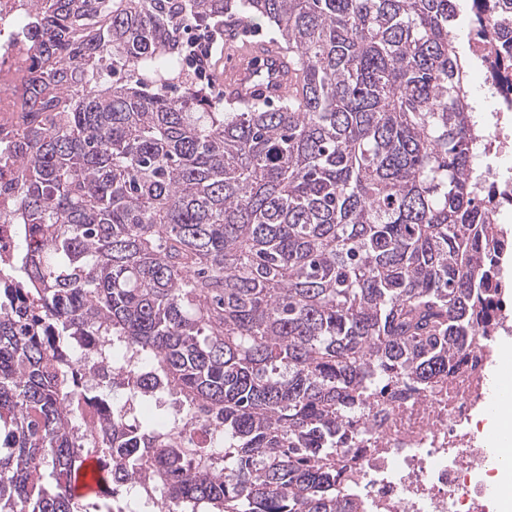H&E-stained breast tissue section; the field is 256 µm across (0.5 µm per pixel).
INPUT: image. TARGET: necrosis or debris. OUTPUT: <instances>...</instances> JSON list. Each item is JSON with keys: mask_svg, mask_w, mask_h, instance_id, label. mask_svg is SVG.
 Segmentation results:
<instances>
[{"mask_svg": "<svg viewBox=\"0 0 512 512\" xmlns=\"http://www.w3.org/2000/svg\"><path fill=\"white\" fill-rule=\"evenodd\" d=\"M37 0H0V266L22 245V227L3 206L16 195L24 34ZM468 46L478 61L475 86L489 102L483 117L484 203L494 223L512 222V0H470ZM491 343L466 355L453 379L433 393L390 404L374 424H354L352 479L365 512H495L504 490L483 436L482 408L493 403Z\"/></svg>", "mask_w": 512, "mask_h": 512, "instance_id": "1", "label": "necrosis or debris"}]
</instances>
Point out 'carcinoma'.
I'll list each match as a JSON object with an SVG mask.
<instances>
[{
	"instance_id": "carcinoma-1",
	"label": "carcinoma",
	"mask_w": 512,
	"mask_h": 512,
	"mask_svg": "<svg viewBox=\"0 0 512 512\" xmlns=\"http://www.w3.org/2000/svg\"><path fill=\"white\" fill-rule=\"evenodd\" d=\"M39 2L28 234L0 304L34 281L44 324L0 311V512H357L349 425L455 371L512 251L479 202L456 0ZM257 17L293 67L287 99L169 94L182 28L230 40ZM98 335L132 364L91 355V396L64 357ZM156 372L185 416L160 394L135 416ZM195 411L205 436L184 448ZM220 453L217 471L188 461ZM90 456L97 489L79 494ZM149 466L168 485L137 510Z\"/></svg>"
}]
</instances>
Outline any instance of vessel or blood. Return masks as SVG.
<instances>
[{"mask_svg": "<svg viewBox=\"0 0 512 512\" xmlns=\"http://www.w3.org/2000/svg\"><path fill=\"white\" fill-rule=\"evenodd\" d=\"M292 73L280 50L272 44L243 42L224 57L219 80L231 101L282 98Z\"/></svg>", "mask_w": 512, "mask_h": 512, "instance_id": "obj_1", "label": "vessel or blood"}]
</instances>
